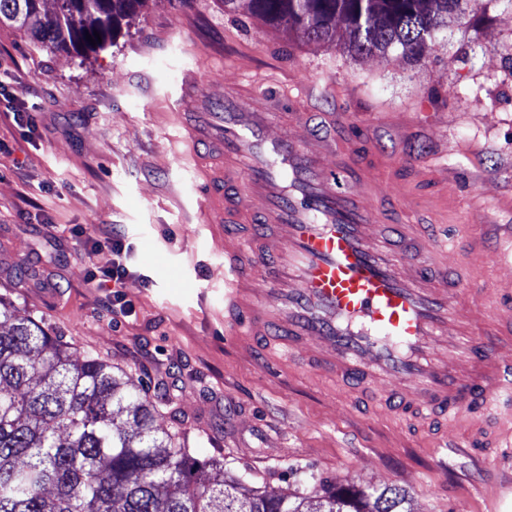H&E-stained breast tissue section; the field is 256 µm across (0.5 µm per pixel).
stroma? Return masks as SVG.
Listing matches in <instances>:
<instances>
[{
    "label": "stroma",
    "instance_id": "35a3bbf8",
    "mask_svg": "<svg viewBox=\"0 0 512 512\" xmlns=\"http://www.w3.org/2000/svg\"><path fill=\"white\" fill-rule=\"evenodd\" d=\"M0 297L46 323L78 355L120 367L159 405L162 428L249 485L309 493L319 479L399 486L409 512H512V452L437 450L438 425L400 428L359 393L307 371L262 338L224 331V242L196 193L221 158L183 142V81L314 87L306 106L364 121L391 154L446 155L448 221L475 196L492 219L512 200V8L449 22L427 58L351 59L305 43L221 0H146L112 44L50 53L0 27ZM36 124L18 126L15 112ZM120 229L122 293L90 281L91 240ZM179 421H172L171 412Z\"/></svg>",
    "mask_w": 512,
    "mask_h": 512
}]
</instances>
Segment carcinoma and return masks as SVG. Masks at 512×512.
<instances>
[{
    "instance_id": "cac0c4a2",
    "label": "carcinoma",
    "mask_w": 512,
    "mask_h": 512,
    "mask_svg": "<svg viewBox=\"0 0 512 512\" xmlns=\"http://www.w3.org/2000/svg\"><path fill=\"white\" fill-rule=\"evenodd\" d=\"M142 0H0V26L23 29L41 47L78 56L112 40ZM306 42L363 58L395 53L423 60L448 29L512 0H222ZM99 32L92 45L86 35ZM129 374L93 356L79 359L42 322L0 298V512H411L406 491L335 487L306 505L297 493L252 490L201 461Z\"/></svg>"
}]
</instances>
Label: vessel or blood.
<instances>
[{"label": "vessel or blood", "instance_id": "vessel-or-blood-1", "mask_svg": "<svg viewBox=\"0 0 512 512\" xmlns=\"http://www.w3.org/2000/svg\"><path fill=\"white\" fill-rule=\"evenodd\" d=\"M241 93L188 130L192 146L224 155L203 185L224 203L208 210L224 235V325L231 336L276 335L284 351L310 345L319 372L336 382L395 379L376 412L401 424L437 418L442 434L468 428L472 446L512 444V285L490 287L487 266L512 268V235L474 205L452 235L419 236L422 214L440 220L448 168L362 156L335 128L352 115H311ZM395 200L394 213L381 206Z\"/></svg>", "mask_w": 512, "mask_h": 512}]
</instances>
